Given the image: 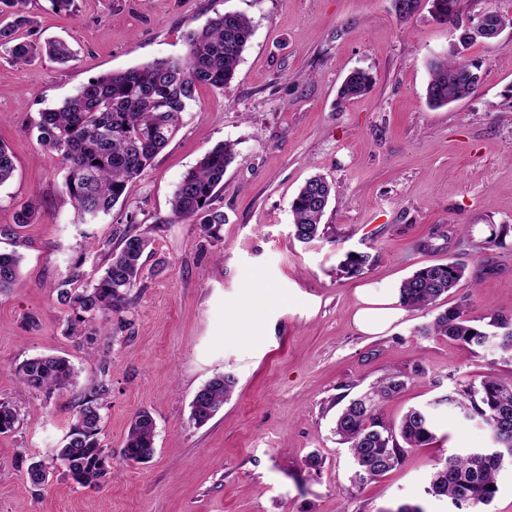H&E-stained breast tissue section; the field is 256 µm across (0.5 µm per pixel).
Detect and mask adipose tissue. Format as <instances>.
Instances as JSON below:
<instances>
[{
    "label": "adipose tissue",
    "mask_w": 512,
    "mask_h": 512,
    "mask_svg": "<svg viewBox=\"0 0 512 512\" xmlns=\"http://www.w3.org/2000/svg\"><path fill=\"white\" fill-rule=\"evenodd\" d=\"M355 294L358 307L353 315V325L363 334H385L405 314L398 289L363 284L356 288Z\"/></svg>",
    "instance_id": "obj_1"
}]
</instances>
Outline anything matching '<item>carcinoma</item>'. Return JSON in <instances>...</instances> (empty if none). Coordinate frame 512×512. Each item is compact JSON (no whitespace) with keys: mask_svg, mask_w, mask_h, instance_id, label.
I'll list each match as a JSON object with an SVG mask.
<instances>
[{"mask_svg":"<svg viewBox=\"0 0 512 512\" xmlns=\"http://www.w3.org/2000/svg\"><path fill=\"white\" fill-rule=\"evenodd\" d=\"M27 0H0L12 9L14 20L0 26V48L12 62L28 65L48 58L64 64L74 58L69 45L49 39L42 44L27 41L18 30L30 28L34 20L26 11ZM432 16L443 24L459 20V0H429ZM252 36V22L244 14L218 13L199 30L184 35L187 52L182 57L154 59L122 71L103 73L88 79L78 91L54 108L39 113L37 141L60 154L66 162L65 192L84 221L94 222L109 214L124 198L131 182L149 167L156 155L177 135L182 114L200 86L222 88L235 76L242 54ZM459 52L449 48L429 63L430 80L426 87L429 105L443 107L476 93L482 81V63L461 62ZM373 77L366 70H354L338 89L347 102L371 89ZM235 160L234 144L224 143L206 153L180 181L171 200L176 221L195 224L202 236L220 240L224 211L216 205L223 187L224 173ZM15 171L14 157L0 145V186ZM331 197V187L321 176L310 178L291 203L294 235L312 241L320 236L322 218ZM38 204L28 201L15 213L18 225L34 223ZM141 228L135 216L115 230L118 244L110 250L107 263L92 284H82L81 265L75 264L68 279L56 289L58 302L70 311L68 328L88 345L98 335H112V324L122 331L127 326L123 313L133 304L141 287L145 260L153 245L151 232ZM370 255L349 252L343 261L344 272L361 275ZM22 257L15 251L0 252V293L7 291L20 274ZM466 265L440 264L414 272L400 285V298L409 310L435 304L456 288L465 277ZM424 336H443L448 341L472 350L491 343L512 351V318L487 314L477 320L469 317L464 305L438 313L419 328ZM108 368L101 363V379L81 397L75 422L62 447L44 461L31 464L27 475L31 486L40 487L62 467L80 485H98L109 473L112 449L101 444L100 423L107 406L110 386ZM423 374L415 366L411 373L386 374L371 389L350 402L338 413L335 434L348 446L358 484L372 481L399 466L406 453L423 448L435 439V407L446 404L486 425L491 440L499 448H512V376L488 373L478 380L456 384L433 406L410 408L397 425L387 423L382 404L401 391L413 376ZM23 384L51 396L72 384L74 368L64 357L43 356L29 359L15 371ZM235 379L218 375L200 388L191 403L190 421L202 425L209 421L229 397ZM18 413L8 402H0V434L11 432ZM155 421L145 410L131 421L120 458L142 462L154 454ZM512 462L494 455L480 457L474 451L452 454L434 467L426 493L445 498L459 510L489 504L496 493L499 472Z\"/></svg>","mask_w":512,"mask_h":512,"instance_id":"carcinoma-1","label":"carcinoma"}]
</instances>
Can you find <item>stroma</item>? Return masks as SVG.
I'll use <instances>...</instances> for the list:
<instances>
[{
	"mask_svg": "<svg viewBox=\"0 0 512 512\" xmlns=\"http://www.w3.org/2000/svg\"><path fill=\"white\" fill-rule=\"evenodd\" d=\"M32 41H66L74 60L13 65L0 51V144L14 155L0 186V251L23 257L12 290L0 295V401L19 422L0 435V512H385L398 503L455 512L427 495L439 459L491 447L483 423L439 405L458 378L507 373L494 349L470 350L418 329L433 311H409L379 336L358 332L355 289L398 287L433 264H465L440 308L512 317V233L489 246L492 229L512 226V28L478 42L464 59L483 63L474 95L434 109L426 100L428 61L455 35L428 4L399 17L393 0H77L74 11L29 0ZM250 18L253 36L234 79L199 87L176 137L109 215L83 222L63 189L65 162L37 141L41 110L75 94L90 77L184 55V33L215 13ZM375 80L347 103L337 90L351 71ZM233 143L218 204L217 242L172 219L183 175L214 146ZM333 184L321 238L292 232L290 203L305 181ZM35 223L16 226L28 200ZM157 225L153 261L125 318L128 330L98 337L87 354L67 330L56 290L74 264L101 273L126 214ZM369 253L359 277L340 269L346 252ZM69 358L76 384L52 397L14 375L41 355ZM110 383L100 439L112 448L100 488L55 472L33 488L27 468L60 446L81 394ZM422 365L382 414L399 422L413 406L436 403L435 441L357 487L352 462L333 432L336 415L385 371ZM236 379L231 397L204 425L189 420L196 392L211 378ZM156 423L155 453L125 462L119 451L133 415Z\"/></svg>",
	"mask_w": 512,
	"mask_h": 512,
	"instance_id": "35a3bbf8",
	"label": "stroma"
}]
</instances>
